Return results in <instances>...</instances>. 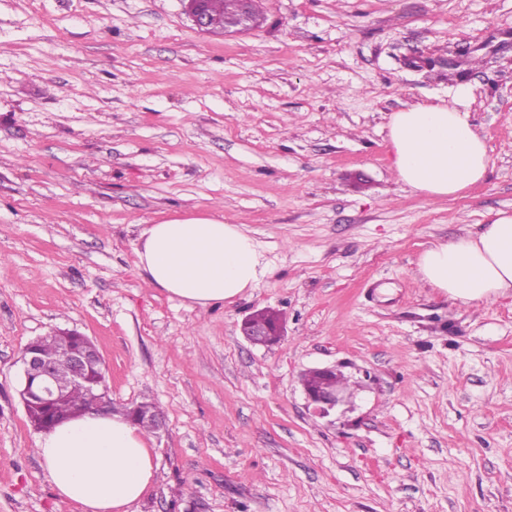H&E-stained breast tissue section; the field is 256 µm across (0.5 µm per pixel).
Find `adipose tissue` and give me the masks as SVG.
Listing matches in <instances>:
<instances>
[{
  "label": "adipose tissue",
  "mask_w": 512,
  "mask_h": 512,
  "mask_svg": "<svg viewBox=\"0 0 512 512\" xmlns=\"http://www.w3.org/2000/svg\"><path fill=\"white\" fill-rule=\"evenodd\" d=\"M391 167L429 199L451 198L484 180L489 154L467 110L416 105L389 124ZM137 266L181 302L206 307L259 286L265 275L253 239L238 225L202 218L151 225ZM418 274L463 304L512 292V215L499 212L473 236L426 249ZM49 480L82 512H129L150 489L154 454L144 431L119 414L63 420L38 441Z\"/></svg>",
  "instance_id": "obj_1"
}]
</instances>
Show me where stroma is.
I'll list each match as a JSON object with an SVG mask.
<instances>
[{
  "instance_id": "1",
  "label": "stroma",
  "mask_w": 512,
  "mask_h": 512,
  "mask_svg": "<svg viewBox=\"0 0 512 512\" xmlns=\"http://www.w3.org/2000/svg\"><path fill=\"white\" fill-rule=\"evenodd\" d=\"M246 33L184 0H0V512H80L19 396L28 342L91 339L112 410L160 406L130 512H512V296L426 286L430 243L512 213V0H263ZM485 179L432 202L390 165L393 113L453 105ZM257 246L259 288L206 308L151 285L153 224ZM274 310L281 341L243 318ZM350 403L319 417L302 376ZM240 333L252 345L269 346L280 339L282 328L280 325L267 326L250 315L242 320Z\"/></svg>"
}]
</instances>
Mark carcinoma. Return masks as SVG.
Segmentation results:
<instances>
[{
  "instance_id": "carcinoma-1",
  "label": "carcinoma",
  "mask_w": 512,
  "mask_h": 512,
  "mask_svg": "<svg viewBox=\"0 0 512 512\" xmlns=\"http://www.w3.org/2000/svg\"><path fill=\"white\" fill-rule=\"evenodd\" d=\"M213 27L216 31L235 23L239 15V0H209ZM70 336L54 334L41 337L37 340V347L42 356L52 362L58 363V378L67 385V390L58 396L50 405L44 407L35 404L28 409V417L33 425L42 428L53 417L67 418L84 413L89 405L88 395L82 386L69 384L68 370L59 363L61 351L73 345Z\"/></svg>"
}]
</instances>
